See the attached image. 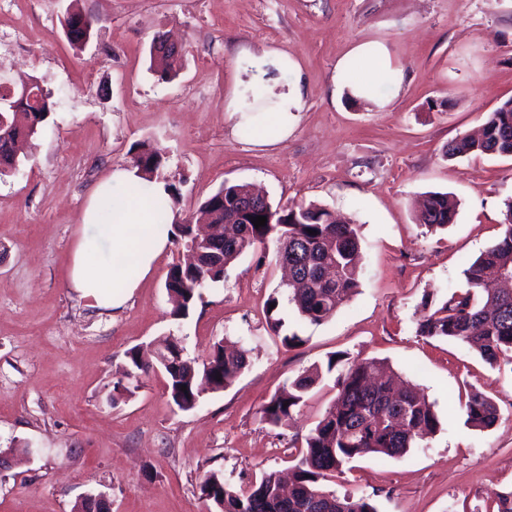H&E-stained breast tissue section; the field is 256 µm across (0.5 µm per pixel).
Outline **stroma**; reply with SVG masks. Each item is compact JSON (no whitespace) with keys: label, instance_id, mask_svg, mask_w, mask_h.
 Here are the masks:
<instances>
[{"label":"stroma","instance_id":"1","mask_svg":"<svg viewBox=\"0 0 512 512\" xmlns=\"http://www.w3.org/2000/svg\"><path fill=\"white\" fill-rule=\"evenodd\" d=\"M75 8L100 18L79 49L63 26ZM167 36L181 57L163 80L149 48ZM370 40L387 46L402 82L378 85L373 101L335 94L338 61ZM272 44L299 63L305 97L287 141L260 149L232 138L224 95L242 51ZM0 75L38 78L54 103L17 168L0 176V448L11 452L0 512H73L99 491L112 512H208L198 492L206 472L245 488L287 471L333 382L310 391L290 426L265 424L260 408L335 352L387 361L434 403L441 426L404 456L358 459L328 489L370 497L378 512H481L489 494L512 491V371L463 342L416 334L424 296L465 291L464 269L502 233L512 156L444 152L512 100V0H0ZM142 142L167 158L180 219L227 183L352 219L358 292L326 322L301 319L274 259L254 253L176 320L165 289L184 251L175 241L123 309L90 307L69 282L80 215L94 183L129 165ZM428 192L456 200L447 229L417 223ZM273 295L299 348L267 326ZM163 336L199 362L216 342L237 343L248 366L189 411L160 373L113 397L128 351ZM471 390L495 402L491 428L467 424Z\"/></svg>","mask_w":512,"mask_h":512}]
</instances>
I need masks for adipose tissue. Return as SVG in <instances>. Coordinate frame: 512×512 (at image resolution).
Instances as JSON below:
<instances>
[{
    "mask_svg": "<svg viewBox=\"0 0 512 512\" xmlns=\"http://www.w3.org/2000/svg\"><path fill=\"white\" fill-rule=\"evenodd\" d=\"M288 56L268 47L248 55L235 88L224 99L234 136H247L257 147L285 142L303 104L300 81L282 82L279 73ZM351 96L374 99L377 81L397 83L387 48L378 42L358 44L344 64ZM167 183L145 184L133 165L112 168L90 189L81 213L82 232L72 257L70 284L90 306L124 307L140 281L170 245L154 221V203L167 199Z\"/></svg>",
    "mask_w": 512,
    "mask_h": 512,
    "instance_id": "ef3b65f1",
    "label": "adipose tissue"
}]
</instances>
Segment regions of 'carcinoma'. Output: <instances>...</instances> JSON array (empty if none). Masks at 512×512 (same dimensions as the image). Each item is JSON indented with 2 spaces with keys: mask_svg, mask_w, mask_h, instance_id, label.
Listing matches in <instances>:
<instances>
[{
  "mask_svg": "<svg viewBox=\"0 0 512 512\" xmlns=\"http://www.w3.org/2000/svg\"><path fill=\"white\" fill-rule=\"evenodd\" d=\"M159 77L177 74V58L151 54ZM16 111H0V175L16 168L19 143L38 132L51 112L53 102L40 82L31 81L27 100H14ZM471 153L512 155V100L488 114L478 138L462 136L448 143L450 159ZM133 165L146 178L161 177L162 158L147 144L137 147ZM252 196L247 183L226 184L198 208L197 218L172 224L168 234L183 239L199 252L191 266L170 267L165 288L174 301L171 315L185 319L195 307L201 291L224 280L227 268L245 254L273 244L276 261L288 262V303L304 319L320 323L332 317L343 302L360 287L361 240L357 225L339 222L329 209L309 204L273 206L262 204L249 215L239 205ZM267 217L255 228L251 218ZM456 205L448 194L431 192L424 199L417 222L431 230L454 223ZM222 224L232 230L218 238L200 236V226ZM503 232L464 271L468 288L441 302L426 301L417 322V335L467 343L490 367H512V291L491 287L493 280L512 274V199L504 201ZM315 234H310V231ZM277 297L268 300L266 321L274 334L283 326L277 317ZM128 368L113 392L129 388L123 379L155 367L167 376V392L182 411L197 406L210 390L226 389L247 366L246 351L213 346L202 366L187 358L170 367L157 354L134 347L127 352ZM326 376L334 377L335 397L305 437L293 466L292 489L283 496L280 478L265 472L247 489H236L216 471L199 483V496L210 504L209 512H377L368 497L340 496L325 488L324 481L343 473L353 459L372 453L379 458H397L418 441L436 433L440 426L434 404L411 383L377 359L352 360L346 353L327 358L325 366L305 371L288 386L276 391L260 409L261 420L275 427L289 426L296 407ZM186 391H181V386ZM466 423L484 430L498 419L495 404L481 393H472L465 403Z\"/></svg>",
  "mask_w": 512,
  "mask_h": 512,
  "instance_id": "cac0c4a2",
  "label": "carcinoma"
}]
</instances>
